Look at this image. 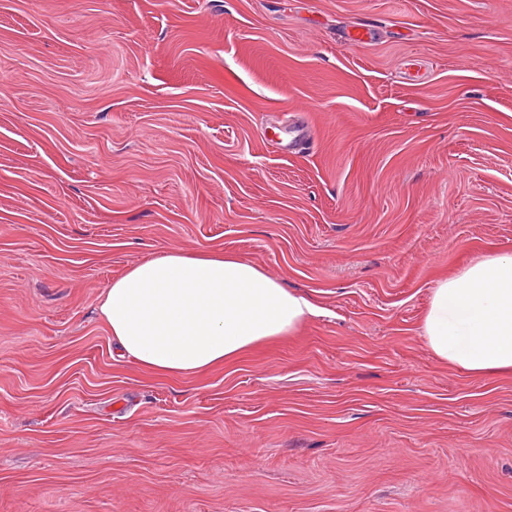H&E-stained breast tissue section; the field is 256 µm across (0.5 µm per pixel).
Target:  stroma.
<instances>
[{
    "label": "stroma",
    "instance_id": "35a3bbf8",
    "mask_svg": "<svg viewBox=\"0 0 512 512\" xmlns=\"http://www.w3.org/2000/svg\"><path fill=\"white\" fill-rule=\"evenodd\" d=\"M171 249L322 313L154 375L99 306ZM491 252L512 0H0V512H512V378L419 334Z\"/></svg>",
    "mask_w": 512,
    "mask_h": 512
}]
</instances>
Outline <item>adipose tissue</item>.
I'll use <instances>...</instances> for the list:
<instances>
[{"label":"adipose tissue","mask_w":512,"mask_h":512,"mask_svg":"<svg viewBox=\"0 0 512 512\" xmlns=\"http://www.w3.org/2000/svg\"><path fill=\"white\" fill-rule=\"evenodd\" d=\"M122 358L191 378L294 335L319 307L256 264L221 251L169 250L131 266L99 308ZM420 335L441 361L475 377L512 375V253L469 261L437 281Z\"/></svg>","instance_id":"obj_1"}]
</instances>
